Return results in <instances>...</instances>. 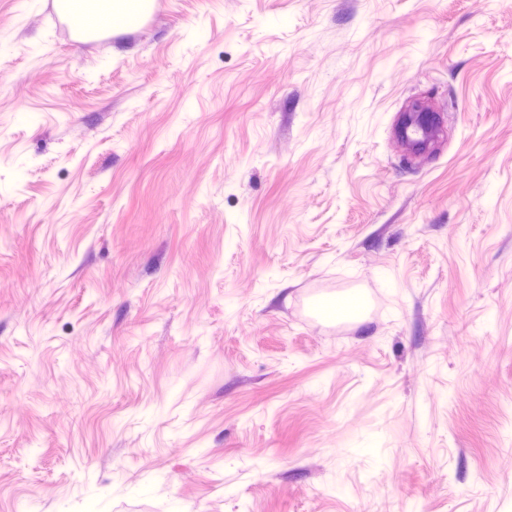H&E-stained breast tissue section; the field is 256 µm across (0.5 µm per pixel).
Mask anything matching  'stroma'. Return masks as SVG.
<instances>
[{
  "label": "stroma",
  "mask_w": 512,
  "mask_h": 512,
  "mask_svg": "<svg viewBox=\"0 0 512 512\" xmlns=\"http://www.w3.org/2000/svg\"><path fill=\"white\" fill-rule=\"evenodd\" d=\"M0 512H512V0H0ZM57 7L78 31L112 28V0H59ZM107 14L108 20H103ZM436 112L433 107H423L395 125L393 136L402 148L410 153H417L441 135L442 129Z\"/></svg>",
  "instance_id": "stroma-1"
}]
</instances>
